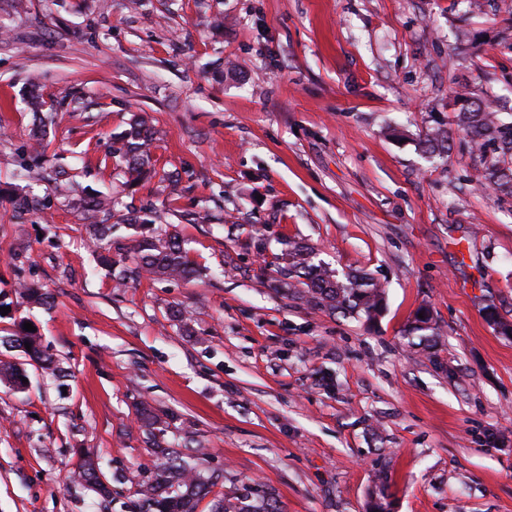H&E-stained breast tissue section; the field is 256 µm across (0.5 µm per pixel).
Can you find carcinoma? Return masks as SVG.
<instances>
[{
    "label": "carcinoma",
    "instance_id": "1",
    "mask_svg": "<svg viewBox=\"0 0 512 512\" xmlns=\"http://www.w3.org/2000/svg\"><path fill=\"white\" fill-rule=\"evenodd\" d=\"M460 98L474 101L476 107L454 115L457 129L469 139L471 149L484 155L491 152L495 161L488 164L482 173V185L494 192L512 197V122L502 120L500 113L494 111L492 103L474 92L458 94ZM31 106L38 109L34 113V128L31 138L37 142L43 140L48 124L52 123L50 112L42 111L43 102L37 97L30 98ZM154 130L144 118L135 116L129 123V129L120 133L118 152L127 161L129 182L134 184L151 175L149 145ZM450 133L440 127L425 135V144L431 151H450L448 141ZM56 189L63 190L77 200L83 209L88 224L86 231L95 251L100 253L101 262L112 267V256L106 254L105 242L112 236V198L91 194L78 182L65 180L59 182ZM134 236L135 267L129 271L121 269L114 276L119 285L126 284L131 275H149L160 280H192L200 276V269L190 259L182 239L177 232L164 237L156 235L145 224H130ZM270 279L276 288H286L294 296L313 309L341 314L347 317H365L371 321L381 312L384 301V288L367 274H340L337 270L316 260L315 249L301 243L290 241L288 249L281 254L280 263L273 269ZM21 295L27 300L49 305L53 297L27 284H20ZM418 312L423 317L413 318L406 330L409 341L424 349L432 347L438 327L433 322L431 311L422 306ZM486 320L492 323L503 336L512 334V322L502 319L496 307L489 304L483 308ZM0 343L11 348H25L31 344L28 356L47 374L55 376L61 372L59 363L40 349L37 336L24 329L0 338ZM24 376L11 364H0V381L20 387ZM142 420L148 428L152 446L159 463L150 479L141 485L138 512H196L200 500L205 498L217 477L205 476L192 464L193 449L186 445L182 448H169L163 445L158 434L163 432L160 418L150 409L143 408ZM75 479L91 486L99 496H110L108 485L100 477L92 458H87L75 472ZM214 512H282L276 499L268 492L254 489L237 498V502L222 501L215 505Z\"/></svg>",
    "mask_w": 512,
    "mask_h": 512
}]
</instances>
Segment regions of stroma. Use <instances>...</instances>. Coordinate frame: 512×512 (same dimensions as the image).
<instances>
[{
    "instance_id": "obj_1",
    "label": "stroma",
    "mask_w": 512,
    "mask_h": 512,
    "mask_svg": "<svg viewBox=\"0 0 512 512\" xmlns=\"http://www.w3.org/2000/svg\"><path fill=\"white\" fill-rule=\"evenodd\" d=\"M0 0V336L32 324L59 361L0 383V512H134L156 463L149 405L218 479L196 512L259 487L284 512H512V198L448 126L461 87L512 104V0ZM39 93L49 166L178 232L200 280L116 287L80 211L24 173ZM156 134L128 189L116 138ZM12 193L49 196L15 209ZM386 290L371 322L305 305L262 276L287 242ZM35 282L54 307L17 293ZM434 346L404 331L420 306ZM183 311L176 319L175 311ZM97 457L112 497L71 482Z\"/></svg>"
}]
</instances>
